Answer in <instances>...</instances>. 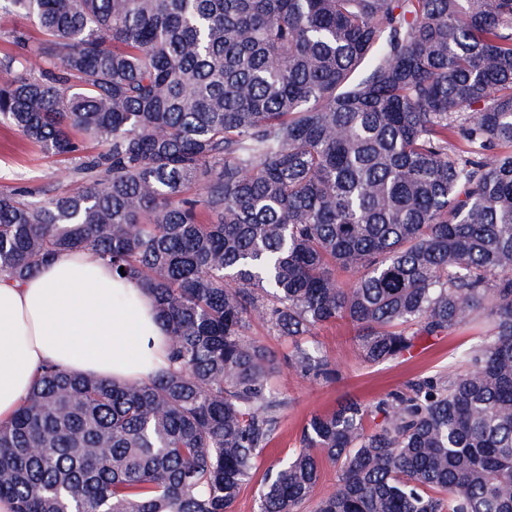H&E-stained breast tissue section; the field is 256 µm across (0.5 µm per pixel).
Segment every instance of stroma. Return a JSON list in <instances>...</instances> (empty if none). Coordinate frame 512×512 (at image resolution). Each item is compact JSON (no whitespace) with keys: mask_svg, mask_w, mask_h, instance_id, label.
Instances as JSON below:
<instances>
[{"mask_svg":"<svg viewBox=\"0 0 512 512\" xmlns=\"http://www.w3.org/2000/svg\"><path fill=\"white\" fill-rule=\"evenodd\" d=\"M73 157L57 156L24 140L0 123V189L22 192L28 199L78 191L82 183L71 173ZM316 339L335 362L340 378L330 384L315 383L290 372H282L274 386L287 397L276 435L265 451L260 466L269 468L280 457L297 448L300 434L312 414L326 412L345 398L374 404L391 390L459 366L461 351L477 340L478 333L466 330L422 343L412 356L384 364L370 365L359 356L354 331L346 323L320 327Z\"/></svg>","mask_w":512,"mask_h":512,"instance_id":"obj_1","label":"stroma"}]
</instances>
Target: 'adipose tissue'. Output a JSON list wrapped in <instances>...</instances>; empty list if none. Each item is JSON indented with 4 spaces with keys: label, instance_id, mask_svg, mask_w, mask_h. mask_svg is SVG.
<instances>
[{
    "label": "adipose tissue",
    "instance_id": "adipose-tissue-1",
    "mask_svg": "<svg viewBox=\"0 0 512 512\" xmlns=\"http://www.w3.org/2000/svg\"><path fill=\"white\" fill-rule=\"evenodd\" d=\"M46 363L137 381L168 366L153 297L113 276L89 251L61 253L22 282L0 279V423Z\"/></svg>",
    "mask_w": 512,
    "mask_h": 512
}]
</instances>
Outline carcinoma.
<instances>
[{"mask_svg":"<svg viewBox=\"0 0 512 512\" xmlns=\"http://www.w3.org/2000/svg\"><path fill=\"white\" fill-rule=\"evenodd\" d=\"M0 121L83 189H0V275L91 250L154 297L169 368H41L0 426L13 512H230L288 399L486 326L461 369L314 414L258 512H512V0H0ZM124 272H119V269ZM347 273L343 280L337 273ZM288 342L283 359L252 336ZM381 417L372 425L371 419ZM12 29H21L27 34L28 47L33 48L43 38L42 32L38 27L31 24L29 21L20 17H7L0 18V52H14L19 53L21 50L5 41L7 32ZM336 481V465L324 463L319 483L314 492L312 500L307 502L303 507V512H310L315 507L317 500L326 493L333 490Z\"/></svg>","mask_w":512,"mask_h":512,"instance_id":"carcinoma-1","label":"carcinoma"}]
</instances>
